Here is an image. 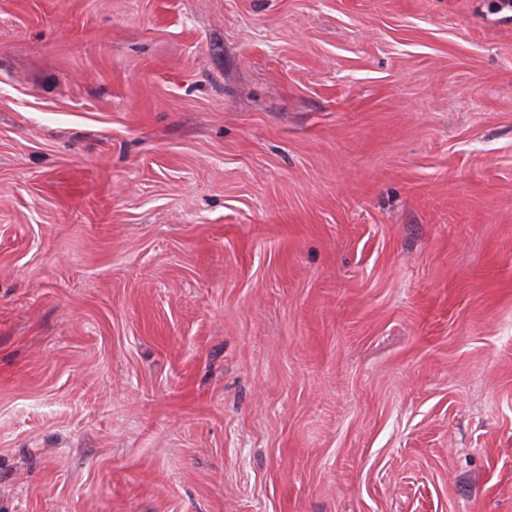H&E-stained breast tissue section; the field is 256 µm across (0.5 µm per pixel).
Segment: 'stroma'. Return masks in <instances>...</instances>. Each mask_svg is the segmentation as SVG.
Wrapping results in <instances>:
<instances>
[{"mask_svg": "<svg viewBox=\"0 0 512 512\" xmlns=\"http://www.w3.org/2000/svg\"><path fill=\"white\" fill-rule=\"evenodd\" d=\"M0 512H512V12L0 0Z\"/></svg>", "mask_w": 512, "mask_h": 512, "instance_id": "35a3bbf8", "label": "stroma"}]
</instances>
